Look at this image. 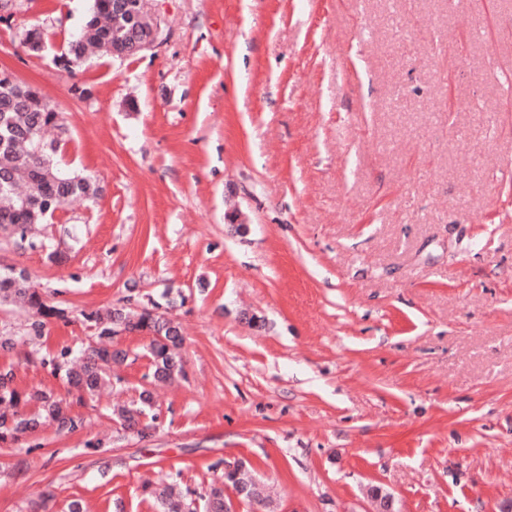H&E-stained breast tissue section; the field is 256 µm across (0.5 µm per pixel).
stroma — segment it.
<instances>
[{
  "label": "stroma",
  "mask_w": 512,
  "mask_h": 512,
  "mask_svg": "<svg viewBox=\"0 0 512 512\" xmlns=\"http://www.w3.org/2000/svg\"><path fill=\"white\" fill-rule=\"evenodd\" d=\"M91 6L0 0V64L102 188L36 247L0 231V266L66 310L33 344L0 306V366L66 396L41 358L130 297L180 323L186 376L148 438L121 431L150 339L114 337L122 384L72 403L79 429L0 443V512H155L146 482L202 491L222 460L278 512L512 500V0H147L153 47L58 64Z\"/></svg>",
  "instance_id": "35a3bbf8"
}]
</instances>
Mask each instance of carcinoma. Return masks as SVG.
Returning a JSON list of instances; mask_svg holds the SVG:
<instances>
[{
    "label": "carcinoma",
    "mask_w": 512,
    "mask_h": 512,
    "mask_svg": "<svg viewBox=\"0 0 512 512\" xmlns=\"http://www.w3.org/2000/svg\"><path fill=\"white\" fill-rule=\"evenodd\" d=\"M144 25L137 16L135 0H93L92 12L84 25L68 41V62H78L95 51L105 55L112 49L144 39ZM60 113L50 105L40 87L13 77L5 65L0 66V229L20 241L28 240L31 225L41 224V215L51 214L65 203L95 196L98 187L91 178L60 167L57 153L60 144L46 137L51 129L60 128ZM20 302L32 318L30 330L42 335L51 318H62L65 309L48 300L35 288L25 271L8 268L0 272V303ZM159 306L143 307L132 312L120 309H96L81 313L83 322L100 339L112 338V329L122 324L130 333L151 337L150 373L154 382H168L185 375L181 348L184 342L178 323L157 313ZM114 353L107 347L87 346L78 357L63 348L49 360L53 371L62 376L70 390L93 395L111 382L108 370ZM14 366L0 367V440L16 441L28 432L45 425L74 431L82 420L70 415V403L51 391L22 393L14 386ZM154 404L152 392L144 389L136 401L113 410L114 420L125 432L145 435L152 425L142 419ZM233 485L224 476V484L209 487L199 494L205 512H224V485ZM156 512H187L189 488L181 489L177 479L169 475L149 486Z\"/></svg>",
    "instance_id": "cac0c4a2"
}]
</instances>
